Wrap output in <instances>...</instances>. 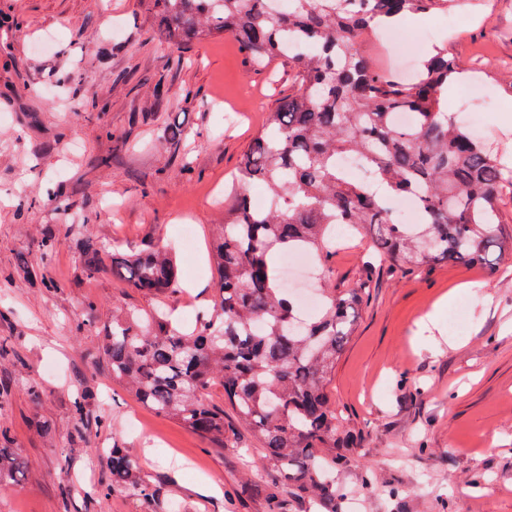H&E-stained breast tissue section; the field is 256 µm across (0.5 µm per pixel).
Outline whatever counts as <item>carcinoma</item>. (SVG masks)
I'll return each instance as SVG.
<instances>
[{
	"label": "carcinoma",
	"mask_w": 512,
	"mask_h": 512,
	"mask_svg": "<svg viewBox=\"0 0 512 512\" xmlns=\"http://www.w3.org/2000/svg\"><path fill=\"white\" fill-rule=\"evenodd\" d=\"M170 48L173 64L190 44L216 34L235 38L257 64L285 59L296 70L290 93L269 113L267 126L243 155L238 186L224 206L212 243L218 299L187 331L156 307L112 318L102 351L112 382L124 385L156 414L175 419L224 447L238 444L239 427L260 443L274 478L251 489L267 512H287L282 490L336 512L343 463L338 416L326 391L369 300L366 284L319 288L322 305L302 317L282 288L278 261L297 248L329 268L334 227L371 231L376 252L409 272L421 264L485 265L512 252V229L497 220L504 181L500 157L448 112L445 92L458 63L439 52L419 75L399 81L373 69L354 42L387 19L450 11L458 0H140ZM400 112L417 122L402 127ZM361 157L378 188L349 178L340 157ZM271 197L255 211L246 187ZM419 194L418 224H400L388 201ZM118 247L83 244L82 272L105 270L146 296L180 288L174 255L163 242L116 255ZM224 387V408L209 400ZM100 494L125 493L140 512H174L161 484L114 445ZM22 474L0 450V485Z\"/></svg>",
	"instance_id": "1"
}]
</instances>
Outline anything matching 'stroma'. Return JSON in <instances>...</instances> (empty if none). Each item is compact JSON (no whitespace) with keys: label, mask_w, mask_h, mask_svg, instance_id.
I'll return each mask as SVG.
<instances>
[{"label":"stroma","mask_w":512,"mask_h":512,"mask_svg":"<svg viewBox=\"0 0 512 512\" xmlns=\"http://www.w3.org/2000/svg\"><path fill=\"white\" fill-rule=\"evenodd\" d=\"M454 14L453 26L443 14L407 18L356 49L393 76L432 47L447 50L473 89L449 111L468 113L512 168V0H460ZM150 25L137 0H0V426L10 430L0 446L29 467L21 484L0 488V512H135L98 492L115 443L168 485L180 512H266L247 485L272 472L250 434L222 448L143 407L113 385L100 339L129 308L161 304L182 322L212 306L208 251L224 183L293 72L253 66L217 35L185 50L173 73ZM56 64L74 73L68 85L49 77ZM107 96L111 109L88 119L83 105ZM174 124L186 133L177 153L162 139ZM106 152L112 166L98 168ZM49 232L58 245L44 262ZM157 239L176 253L180 292L155 300L111 274L81 273L86 241L128 250ZM370 245L342 240L331 260L341 284L370 281L327 384L342 430L357 438L336 470V512H512V256L404 273L369 261ZM21 254L37 276L18 267ZM453 291L459 327L435 311ZM84 319L90 331H78ZM84 393L102 419L86 430L73 413Z\"/></svg>","instance_id":"1"}]
</instances>
